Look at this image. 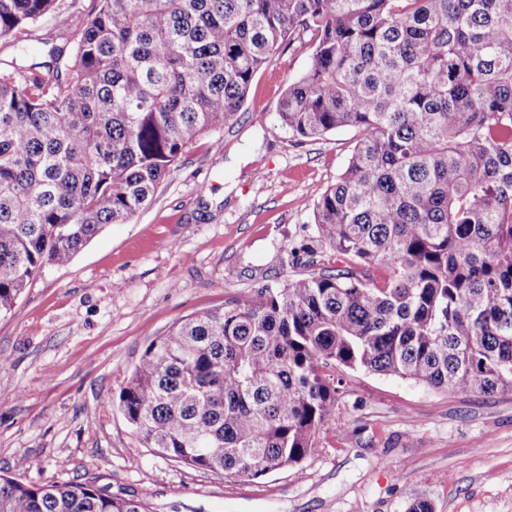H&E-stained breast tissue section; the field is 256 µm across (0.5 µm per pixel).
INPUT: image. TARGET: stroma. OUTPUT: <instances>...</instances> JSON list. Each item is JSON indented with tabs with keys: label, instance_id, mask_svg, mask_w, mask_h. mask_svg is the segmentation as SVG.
<instances>
[{
	"label": "stroma",
	"instance_id": "1",
	"mask_svg": "<svg viewBox=\"0 0 512 512\" xmlns=\"http://www.w3.org/2000/svg\"><path fill=\"white\" fill-rule=\"evenodd\" d=\"M0 62L70 48L98 0H59ZM309 51L276 54L237 121L202 137L126 224L50 266L0 317V474L39 485L89 481L151 512H512V390L434 389L341 372L336 412L299 464L246 481L143 447L113 406L148 343L175 323L303 274L289 249L313 235L315 201L354 146L344 128L298 139L278 119ZM26 467H18V460Z\"/></svg>",
	"mask_w": 512,
	"mask_h": 512
}]
</instances>
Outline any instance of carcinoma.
Returning a JSON list of instances; mask_svg holds the SVG:
<instances>
[{"label":"carcinoma","mask_w":512,"mask_h":512,"mask_svg":"<svg viewBox=\"0 0 512 512\" xmlns=\"http://www.w3.org/2000/svg\"><path fill=\"white\" fill-rule=\"evenodd\" d=\"M58 0H0V41ZM300 139L356 131L289 263L146 346L119 409L157 454L254 480L341 430L342 369L512 390V0H99L73 56L0 69V315L48 265L150 201L285 47ZM0 512H149L83 482L0 475Z\"/></svg>","instance_id":"1"}]
</instances>
